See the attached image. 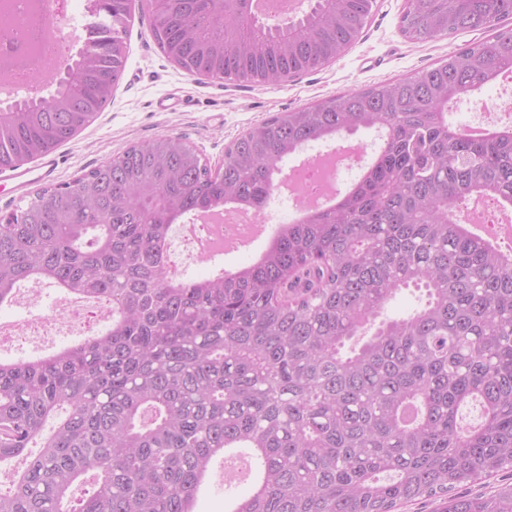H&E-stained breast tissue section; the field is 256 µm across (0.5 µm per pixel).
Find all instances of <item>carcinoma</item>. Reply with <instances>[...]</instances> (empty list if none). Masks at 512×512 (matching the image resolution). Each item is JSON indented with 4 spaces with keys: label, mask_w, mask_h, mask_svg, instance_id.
I'll return each instance as SVG.
<instances>
[{
    "label": "carcinoma",
    "mask_w": 512,
    "mask_h": 512,
    "mask_svg": "<svg viewBox=\"0 0 512 512\" xmlns=\"http://www.w3.org/2000/svg\"><path fill=\"white\" fill-rule=\"evenodd\" d=\"M252 0H165L152 38L191 75L277 85L332 62L375 0H314L270 26ZM125 0H100L86 50L44 93L0 108V169L71 141L112 97ZM512 0H406L412 41L494 34L413 76L254 126L208 167L177 136L129 146L0 224V306L26 283L112 305L104 331L46 356L0 360V461L25 455L0 512H194L227 448H251L253 491L231 512H512V248L456 218L476 194L512 209V131L472 140L448 103L512 74ZM384 131L333 207L280 226L258 260L174 284L173 224L234 204L264 212L284 159L309 142ZM425 303L382 318L402 290ZM477 401L479 424L461 408ZM57 418L43 434L48 419ZM94 474L92 491L69 500Z\"/></svg>",
    "instance_id": "carcinoma-1"
}]
</instances>
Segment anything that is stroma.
<instances>
[{
    "instance_id": "35a3bbf8",
    "label": "stroma",
    "mask_w": 512,
    "mask_h": 512,
    "mask_svg": "<svg viewBox=\"0 0 512 512\" xmlns=\"http://www.w3.org/2000/svg\"><path fill=\"white\" fill-rule=\"evenodd\" d=\"M403 5L404 0H376L370 21L341 57L272 86L189 75L158 48L147 16L134 0L125 69L111 101L90 126L56 149L58 166L50 178L20 185L7 171H0V214L21 211L36 191L71 182L130 145L162 135L186 137L203 159L217 164L237 138L274 115L413 75L486 37L476 31L411 41L400 31ZM265 247L261 241L209 261L184 256V277L200 280L222 268H237L259 257ZM252 488L248 479L225 485L223 464L214 460L198 492L195 512H231L234 502Z\"/></svg>"
}]
</instances>
